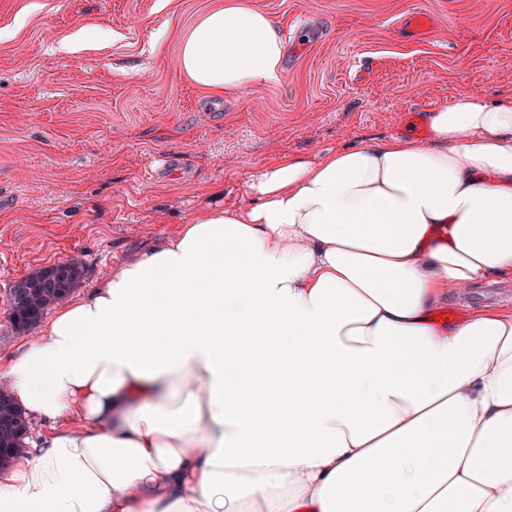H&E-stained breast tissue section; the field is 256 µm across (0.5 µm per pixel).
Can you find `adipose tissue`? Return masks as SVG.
<instances>
[{
  "mask_svg": "<svg viewBox=\"0 0 512 512\" xmlns=\"http://www.w3.org/2000/svg\"><path fill=\"white\" fill-rule=\"evenodd\" d=\"M285 49L225 0L178 65L221 97L282 85ZM429 129L283 155L60 303L0 377L55 423L0 512H512V313L431 317L512 277V101Z\"/></svg>",
  "mask_w": 512,
  "mask_h": 512,
  "instance_id": "ef3b65f1",
  "label": "adipose tissue"
}]
</instances>
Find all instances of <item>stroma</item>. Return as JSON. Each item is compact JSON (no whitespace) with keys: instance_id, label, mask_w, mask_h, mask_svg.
<instances>
[{"instance_id":"stroma-1","label":"stroma","mask_w":512,"mask_h":512,"mask_svg":"<svg viewBox=\"0 0 512 512\" xmlns=\"http://www.w3.org/2000/svg\"><path fill=\"white\" fill-rule=\"evenodd\" d=\"M288 38L284 83L212 99L181 39L224 0H0V374L32 339L10 288L80 255L84 294L201 210L252 200L258 168L409 132L456 95L512 99V0H247ZM421 11L432 27L397 30ZM512 310L489 277L447 324Z\"/></svg>"}]
</instances>
